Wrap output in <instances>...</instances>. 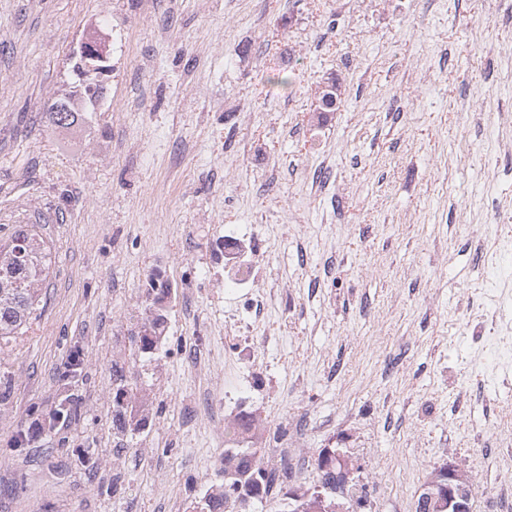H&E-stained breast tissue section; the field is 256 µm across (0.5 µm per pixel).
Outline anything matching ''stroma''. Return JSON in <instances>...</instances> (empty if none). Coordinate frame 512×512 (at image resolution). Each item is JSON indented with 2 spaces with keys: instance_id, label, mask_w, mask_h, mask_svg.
<instances>
[{
  "instance_id": "1",
  "label": "stroma",
  "mask_w": 512,
  "mask_h": 512,
  "mask_svg": "<svg viewBox=\"0 0 512 512\" xmlns=\"http://www.w3.org/2000/svg\"><path fill=\"white\" fill-rule=\"evenodd\" d=\"M90 41L104 93L54 128L44 106L81 98ZM30 224L52 267L0 355V512H186L241 411L285 431L266 455L308 459L306 485L320 449L348 451L365 512H414L448 462L471 512H502L512 0H0V238ZM226 241L249 247L248 282ZM157 273L168 355L146 366L132 318ZM116 362L152 403L130 440ZM65 390L76 419L14 447ZM340 85L338 79L334 76L327 78V82L324 90H322V95L320 97V104L318 108L314 110V112H319L317 120L320 122L324 117L325 112H335L336 111V103L339 97L338 91H340Z\"/></svg>"
}]
</instances>
